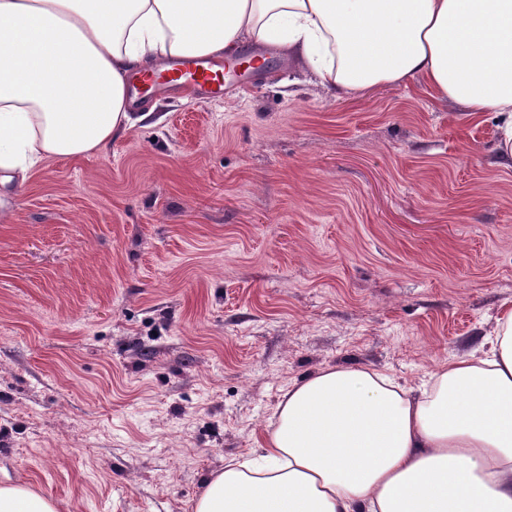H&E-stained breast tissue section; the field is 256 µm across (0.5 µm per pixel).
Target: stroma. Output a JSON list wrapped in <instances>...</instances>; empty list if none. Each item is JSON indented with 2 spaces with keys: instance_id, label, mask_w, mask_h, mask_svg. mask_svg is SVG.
Listing matches in <instances>:
<instances>
[{
  "instance_id": "stroma-1",
  "label": "stroma",
  "mask_w": 512,
  "mask_h": 512,
  "mask_svg": "<svg viewBox=\"0 0 512 512\" xmlns=\"http://www.w3.org/2000/svg\"><path fill=\"white\" fill-rule=\"evenodd\" d=\"M264 56L220 103L148 94L0 208V483L59 512H190L289 387L419 385L512 308L496 114L419 78L339 97Z\"/></svg>"
}]
</instances>
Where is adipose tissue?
Returning a JSON list of instances; mask_svg holds the SVG:
<instances>
[{
  "mask_svg": "<svg viewBox=\"0 0 512 512\" xmlns=\"http://www.w3.org/2000/svg\"><path fill=\"white\" fill-rule=\"evenodd\" d=\"M269 44L340 95L423 79L501 122L512 159V0H0V188L131 126L133 75ZM408 389L361 368L289 388L260 458L212 473L193 512H512V309L484 356ZM0 512H57L0 485Z\"/></svg>",
  "mask_w": 512,
  "mask_h": 512,
  "instance_id": "ef3b65f1",
  "label": "adipose tissue"
}]
</instances>
